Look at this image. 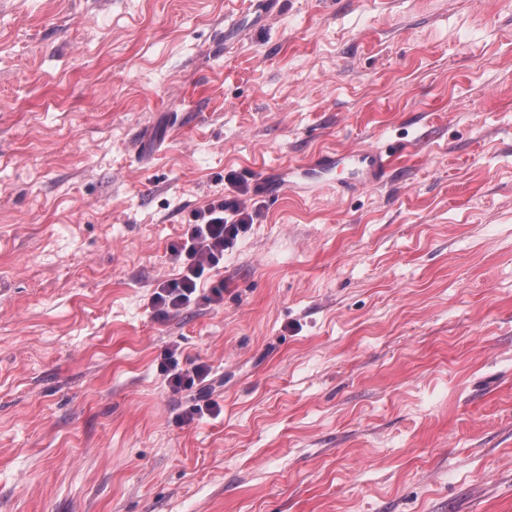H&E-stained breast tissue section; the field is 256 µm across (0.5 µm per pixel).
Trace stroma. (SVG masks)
Here are the masks:
<instances>
[{
  "instance_id": "35a3bbf8",
  "label": "stroma",
  "mask_w": 512,
  "mask_h": 512,
  "mask_svg": "<svg viewBox=\"0 0 512 512\" xmlns=\"http://www.w3.org/2000/svg\"><path fill=\"white\" fill-rule=\"evenodd\" d=\"M254 2L0 0V512H512V0ZM344 162L355 165L359 183L363 186L380 182L390 166L388 156L375 148H360L345 154L323 153L310 164L314 169L331 170ZM250 220L246 202L238 197H222L192 212L180 242L172 248L181 271L164 281L153 298L160 315L197 299L198 286L211 278V272L224 267V250ZM177 350V347L165 350L160 370L174 392H191L196 386L205 382L209 376V368L203 363L182 367L177 357Z\"/></svg>"
}]
</instances>
